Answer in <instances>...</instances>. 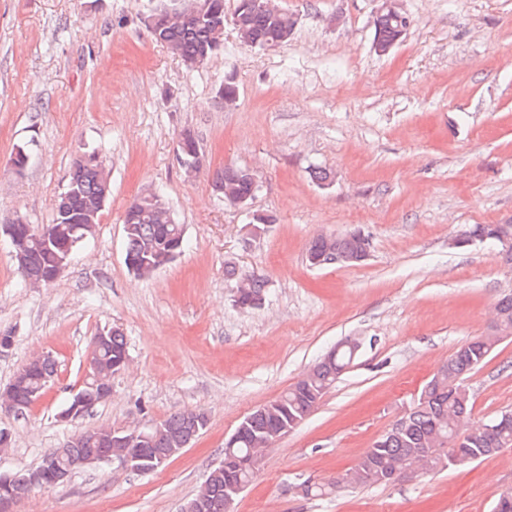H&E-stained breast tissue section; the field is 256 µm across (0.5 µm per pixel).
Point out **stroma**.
Masks as SVG:
<instances>
[{
	"label": "stroma",
	"instance_id": "1",
	"mask_svg": "<svg viewBox=\"0 0 512 512\" xmlns=\"http://www.w3.org/2000/svg\"><path fill=\"white\" fill-rule=\"evenodd\" d=\"M278 2L297 20L288 43L245 46L228 21L223 51L189 68L148 28L172 0H0V224L51 223L77 154L98 152L112 177L94 236L51 286L24 285L0 234V335L13 338L0 389L32 354L51 353L57 369L38 402L0 411L10 435L0 471L36 467L100 425L208 417L154 472L90 466L17 512H180L241 421L346 340L361 344L354 361L276 441L235 512H492L512 490V448L327 497L294 488L353 468L512 293V266L494 246L451 244L470 224H512V0H403L413 23L384 55L373 48L376 0ZM228 81L230 106L218 96ZM186 129L201 156L191 174L177 157ZM19 146L30 161L16 172ZM227 164L256 174L250 210L215 191ZM317 167L331 181H314ZM146 191L165 198L186 247L142 278L125 263L122 216ZM253 210L276 222L248 243ZM354 229L369 239L366 261L310 266L314 236ZM229 265L266 280L260 307L235 305ZM105 326L124 333L128 365L111 398L58 422ZM467 383L470 422L512 410V337Z\"/></svg>",
	"mask_w": 512,
	"mask_h": 512
}]
</instances>
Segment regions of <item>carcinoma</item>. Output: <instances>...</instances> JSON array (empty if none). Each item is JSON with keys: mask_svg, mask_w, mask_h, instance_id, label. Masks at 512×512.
<instances>
[{"mask_svg": "<svg viewBox=\"0 0 512 512\" xmlns=\"http://www.w3.org/2000/svg\"><path fill=\"white\" fill-rule=\"evenodd\" d=\"M269 9L237 8L233 24L241 42L251 41L259 46L270 42H286L295 21L287 11L273 4ZM215 15L182 24L176 20H161L160 44L193 67L207 62L224 45V30L217 28L224 19V0H213ZM374 36L393 40L399 35V23L386 16L373 19ZM243 168L226 165L215 179L214 187L230 202L237 195L251 191V183L240 177ZM111 183L105 167L91 161L72 162L62 194L54 206L52 223L41 226V240L30 244L28 265L17 268L23 282L31 273L47 266L53 256L51 243L58 240L61 224H99L101 214L94 213L105 185ZM125 215L136 220L125 230L126 257L140 265L149 261L153 267L142 273L150 277L155 270L170 263L168 248L175 241L183 250L185 237L182 225L171 221L170 212L157 215L143 213L142 198L135 197L125 209ZM362 247V241L348 232L341 236L320 233L313 237L307 251L326 256L334 264L351 265L350 256ZM229 276H240L247 294L265 292L266 281L254 273L238 274L234 268L226 270ZM496 314L491 332L474 338L458 348L422 388L412 406L405 413L400 427L388 430L377 438L361 457L358 464L335 481L315 485L307 491L313 496H324L342 487L371 484H389L415 471L441 470L450 465L464 467L490 457L502 448L512 447V422L499 424L496 420L475 425L465 430L457 440L460 418L472 411V399L466 384L468 375L482 365L499 342L512 336V295L503 296L495 306ZM127 355L124 335L116 330L99 346V336L91 342L89 376L82 390L93 392L97 376L114 373L112 367ZM356 353L347 344L331 351V359L318 361L294 385L277 399L256 409L236 428V440L224 444V467L210 471L206 481L212 500L211 512H225L224 502L236 500L242 490L252 482L251 451L266 448L277 437L297 428L314 411L326 392L336 383L352 362ZM33 368L26 375L25 386L38 389L45 384L43 378L53 377L56 363L50 359L32 358ZM208 418L203 411H178L157 425L146 448H167L173 457L185 448L190 435L200 436L206 429ZM109 430L100 426L78 434V441L69 452L94 455L104 451L100 436Z\"/></svg>", "mask_w": 512, "mask_h": 512, "instance_id": "obj_1", "label": "carcinoma"}]
</instances>
